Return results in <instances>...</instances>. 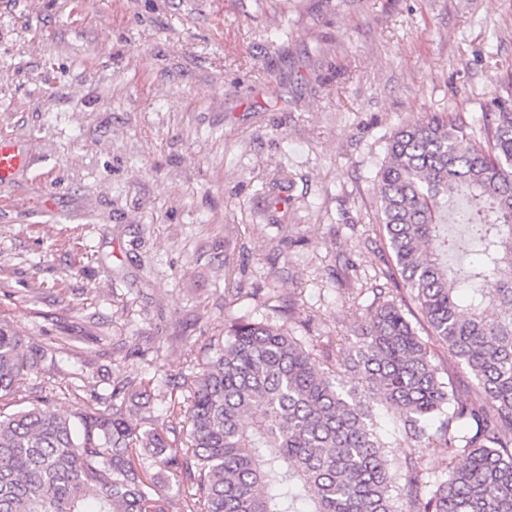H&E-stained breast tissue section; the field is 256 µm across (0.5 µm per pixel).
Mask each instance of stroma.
<instances>
[{
	"label": "stroma",
	"instance_id": "obj_1",
	"mask_svg": "<svg viewBox=\"0 0 512 512\" xmlns=\"http://www.w3.org/2000/svg\"><path fill=\"white\" fill-rule=\"evenodd\" d=\"M497 98L512 0H0V128L28 151L0 183V317L100 389L177 374L186 344L274 306L344 359L389 257L391 132L441 112L476 131Z\"/></svg>",
	"mask_w": 512,
	"mask_h": 512
}]
</instances>
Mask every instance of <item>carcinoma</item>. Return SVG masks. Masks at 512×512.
<instances>
[{
  "instance_id": "1",
  "label": "carcinoma",
  "mask_w": 512,
  "mask_h": 512,
  "mask_svg": "<svg viewBox=\"0 0 512 512\" xmlns=\"http://www.w3.org/2000/svg\"><path fill=\"white\" fill-rule=\"evenodd\" d=\"M477 147L465 118L433 113L389 137L373 216L392 252L347 380L329 347L277 319H234L224 344L186 350L152 415L156 377L99 392L70 372L71 417L29 379L61 371L54 345H26L0 320V512H512V100L493 102ZM234 254L226 286L241 290ZM426 326L418 335L407 312ZM477 381L445 379L437 350ZM434 452L391 469L376 409Z\"/></svg>"
}]
</instances>
